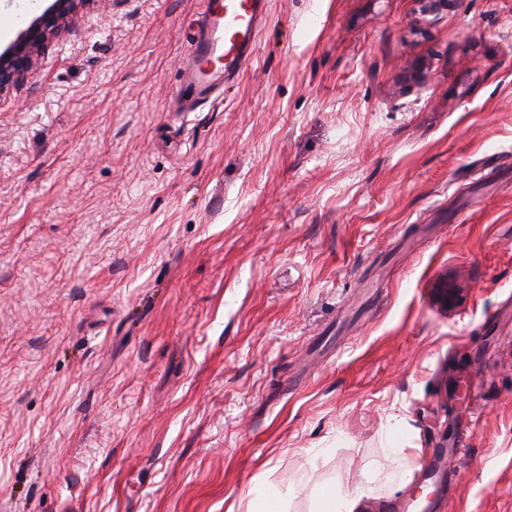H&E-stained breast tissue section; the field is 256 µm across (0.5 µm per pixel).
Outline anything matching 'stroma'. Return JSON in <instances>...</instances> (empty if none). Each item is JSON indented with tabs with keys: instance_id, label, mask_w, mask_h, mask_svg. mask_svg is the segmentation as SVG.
I'll return each mask as SVG.
<instances>
[{
	"instance_id": "35a3bbf8",
	"label": "stroma",
	"mask_w": 512,
	"mask_h": 512,
	"mask_svg": "<svg viewBox=\"0 0 512 512\" xmlns=\"http://www.w3.org/2000/svg\"><path fill=\"white\" fill-rule=\"evenodd\" d=\"M95 0L0 94V512H512V0ZM459 301L443 310L440 280ZM190 50L183 62L175 112L219 103L224 85L251 66L259 33L269 18L270 0H203ZM383 473V466L364 476V481L352 487L344 485L341 481L325 484L316 491V500L319 507L315 511L322 512H357L363 499L372 497L375 484ZM252 499L249 512H285L288 511L284 496L270 486L258 484L251 489Z\"/></svg>"
}]
</instances>
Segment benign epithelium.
I'll use <instances>...</instances> for the list:
<instances>
[{"label": "benign epithelium", "instance_id": "benign-epithelium-1", "mask_svg": "<svg viewBox=\"0 0 512 512\" xmlns=\"http://www.w3.org/2000/svg\"><path fill=\"white\" fill-rule=\"evenodd\" d=\"M94 2L96 0H53L42 14L34 17L26 29L0 50V93L26 78L49 39L71 29L78 11ZM455 298V289L446 282L434 288V299L445 310L454 304Z\"/></svg>", "mask_w": 512, "mask_h": 512}]
</instances>
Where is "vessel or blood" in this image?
<instances>
[{"mask_svg": "<svg viewBox=\"0 0 512 512\" xmlns=\"http://www.w3.org/2000/svg\"><path fill=\"white\" fill-rule=\"evenodd\" d=\"M203 9L183 62L176 109L192 112L222 100L224 87L251 66L270 0H202Z\"/></svg>", "mask_w": 512, "mask_h": 512, "instance_id": "1", "label": "vessel or blood"}]
</instances>
